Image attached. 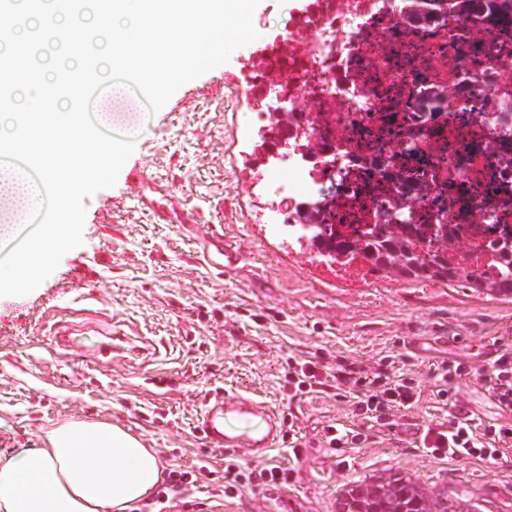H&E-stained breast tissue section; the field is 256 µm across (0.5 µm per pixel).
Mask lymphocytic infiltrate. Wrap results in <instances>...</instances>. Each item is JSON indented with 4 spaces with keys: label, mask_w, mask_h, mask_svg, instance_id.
<instances>
[{
    "label": "lymphocytic infiltrate",
    "mask_w": 512,
    "mask_h": 512,
    "mask_svg": "<svg viewBox=\"0 0 512 512\" xmlns=\"http://www.w3.org/2000/svg\"><path fill=\"white\" fill-rule=\"evenodd\" d=\"M287 365V382L298 400L332 390L337 398L349 402L357 426L329 424L322 428V438L332 450L359 447L385 431L403 437L409 447L433 458L464 457L492 463L503 456V443H512V426H478L470 409L459 400L455 379L463 375L461 367L445 363L435 367L432 396L446 416L442 421L420 426L408 420L420 400V385L400 371L394 357H386L383 363L372 367L357 361L332 365L321 357L292 356ZM473 376L492 396L498 409L512 414L511 346H501L492 361L474 369ZM288 479L286 468L276 464L253 467L242 461L236 449L224 451L226 497L246 490L283 487ZM193 484L191 471L179 467L170 470L151 502L146 503L144 512H173Z\"/></svg>",
    "instance_id": "obj_1"
}]
</instances>
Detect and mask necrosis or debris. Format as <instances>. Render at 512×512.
Returning a JSON list of instances; mask_svg holds the SVG:
<instances>
[{
  "label": "necrosis or debris",
  "mask_w": 512,
  "mask_h": 512,
  "mask_svg": "<svg viewBox=\"0 0 512 512\" xmlns=\"http://www.w3.org/2000/svg\"><path fill=\"white\" fill-rule=\"evenodd\" d=\"M474 13L470 0H316L288 25V49L272 48L252 72L259 111L287 106L301 138L262 185L263 224H291L297 209L328 192L325 221L340 239L372 224H450L470 244V263L495 273L489 240L512 235V12L500 0ZM482 31L498 50L476 46ZM460 66L442 64L443 51ZM282 68L279 84L266 72ZM445 82L464 111L420 110L424 85ZM428 192L413 212H395L391 187Z\"/></svg>",
  "instance_id": "obj_1"
}]
</instances>
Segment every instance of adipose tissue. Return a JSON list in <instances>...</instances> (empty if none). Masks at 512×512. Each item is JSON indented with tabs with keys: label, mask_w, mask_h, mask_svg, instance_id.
Segmentation results:
<instances>
[{
	"label": "adipose tissue",
	"mask_w": 512,
	"mask_h": 512,
	"mask_svg": "<svg viewBox=\"0 0 512 512\" xmlns=\"http://www.w3.org/2000/svg\"><path fill=\"white\" fill-rule=\"evenodd\" d=\"M162 471L156 452L124 428L65 422L37 456L0 460V512H135Z\"/></svg>",
	"instance_id": "ef3b65f1"
}]
</instances>
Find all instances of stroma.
<instances>
[{"label": "stroma", "mask_w": 512, "mask_h": 512, "mask_svg": "<svg viewBox=\"0 0 512 512\" xmlns=\"http://www.w3.org/2000/svg\"><path fill=\"white\" fill-rule=\"evenodd\" d=\"M304 7L261 0L258 39L182 85L156 113L132 90L97 98L110 133L136 135L127 167L169 180L197 221L155 223L119 174L86 198L82 245L29 295L0 297V460L42 448L62 422L104 420L157 449L164 469L209 461L211 475L174 512H335L350 483L396 472L428 494L469 499L472 512H512V448L496 464L436 460L383 438L337 453L320 447L318 433L329 420L352 423L350 404L324 394L289 404L283 366L292 352L370 364L396 356L409 360L423 390L410 419L427 425L444 416L430 395L437 364L478 367L512 344V297L355 272L280 225L257 223L268 201L250 160L248 82L259 49L281 40ZM215 228L239 254L234 268L201 257ZM77 266L79 292L63 293ZM63 325L71 336L58 347L50 333ZM106 331L112 352L88 370L83 360ZM224 391L296 415L301 454L279 446L266 456L292 468L288 486L219 498L224 463L198 418Z\"/></svg>", "instance_id": "35a3bbf8"}]
</instances>
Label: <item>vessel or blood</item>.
<instances>
[{
  "label": "vessel or blood",
  "instance_id": "vessel-or-blood-1",
  "mask_svg": "<svg viewBox=\"0 0 512 512\" xmlns=\"http://www.w3.org/2000/svg\"><path fill=\"white\" fill-rule=\"evenodd\" d=\"M129 180L137 190L143 204L153 212L158 223L187 224L191 218L182 210L162 207L155 193L161 183L148 176L143 168L133 167ZM250 423L249 433L231 434L226 430L230 421ZM199 429L212 448L248 447L255 457L261 458L277 447L281 436V418L265 402L247 394H216L209 399L198 419Z\"/></svg>",
  "mask_w": 512,
  "mask_h": 512
}]
</instances>
